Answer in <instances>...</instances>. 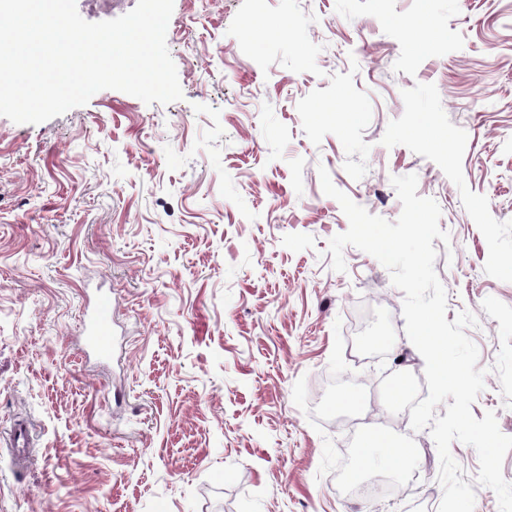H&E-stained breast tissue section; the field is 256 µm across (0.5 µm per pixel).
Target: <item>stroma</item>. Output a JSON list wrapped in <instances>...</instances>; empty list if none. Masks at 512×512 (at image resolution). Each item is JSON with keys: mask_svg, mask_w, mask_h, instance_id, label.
I'll use <instances>...</instances> for the list:
<instances>
[{"mask_svg": "<svg viewBox=\"0 0 512 512\" xmlns=\"http://www.w3.org/2000/svg\"><path fill=\"white\" fill-rule=\"evenodd\" d=\"M167 46L182 100L0 116V512H437L431 433L380 396L424 375L404 293L356 247L332 269L349 222L318 170L390 222L392 177L438 203L471 410L512 436V0H174ZM103 291L106 361L83 341ZM370 431L410 462L372 452L387 494L345 493Z\"/></svg>", "mask_w": 512, "mask_h": 512, "instance_id": "1", "label": "stroma"}]
</instances>
